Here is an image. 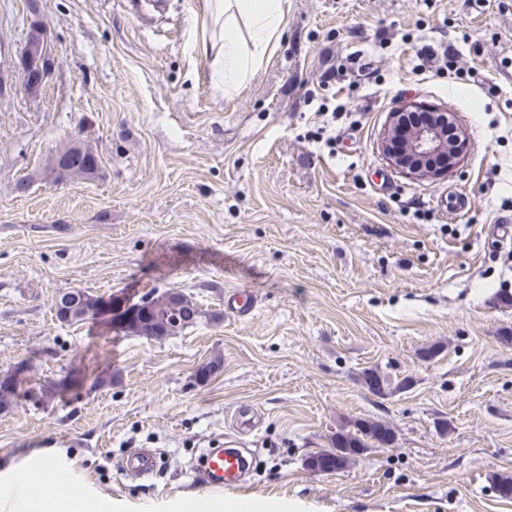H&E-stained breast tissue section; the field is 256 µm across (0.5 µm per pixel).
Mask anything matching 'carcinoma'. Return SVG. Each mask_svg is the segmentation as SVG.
<instances>
[{"label":"carcinoma","mask_w":512,"mask_h":512,"mask_svg":"<svg viewBox=\"0 0 512 512\" xmlns=\"http://www.w3.org/2000/svg\"><path fill=\"white\" fill-rule=\"evenodd\" d=\"M94 149L76 137L55 151L42 175H53V182L64 183L74 177L92 179L99 171L93 158ZM99 300L83 291L61 293L55 300V314L59 321L79 323L96 320ZM142 311L134 317L115 314L120 330L134 336L161 340L175 336L193 324L201 314L198 306L184 294L174 289L163 292L150 291L135 302ZM364 384L374 394H382L388 380L374 370L363 373ZM394 440L391 428L371 420L353 424V430L336 434V451L320 453L310 461V466L320 471H333L352 457L374 444L389 445Z\"/></svg>","instance_id":"obj_1"}]
</instances>
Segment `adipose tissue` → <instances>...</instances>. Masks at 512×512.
<instances>
[{"label":"adipose tissue","instance_id":"ef3b65f1","mask_svg":"<svg viewBox=\"0 0 512 512\" xmlns=\"http://www.w3.org/2000/svg\"><path fill=\"white\" fill-rule=\"evenodd\" d=\"M288 12V0H207L206 15L211 35L198 50L210 60V82L221 93L238 91L254 70L276 48ZM55 486L51 500L33 493L36 485ZM13 512H106L102 500H82L68 470L53 457L44 456L40 467L5 493Z\"/></svg>","mask_w":512,"mask_h":512}]
</instances>
